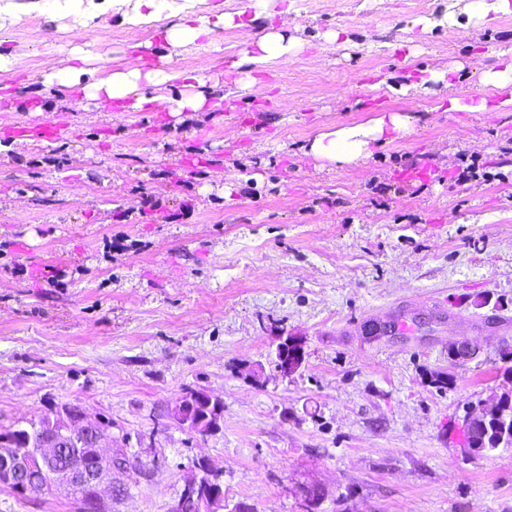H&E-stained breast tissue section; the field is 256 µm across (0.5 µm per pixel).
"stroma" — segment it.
Returning a JSON list of instances; mask_svg holds the SVG:
<instances>
[{
  "mask_svg": "<svg viewBox=\"0 0 512 512\" xmlns=\"http://www.w3.org/2000/svg\"><path fill=\"white\" fill-rule=\"evenodd\" d=\"M444 6L278 0L271 25L285 9L304 25L293 63L258 71L252 95L230 62L257 28L175 49L234 104L178 118L115 116L43 83L77 44L60 23L1 29L26 54L0 72V426L69 405L100 418L121 459L112 512H166L203 460L253 512H512V448L465 457L448 434L512 376V112L448 109L449 93L486 94L512 15L412 26ZM96 23L112 70L152 35ZM426 70L445 82L410 89ZM383 111L412 115L413 133L356 165L307 154ZM51 116L63 139L13 133ZM421 165L431 178L402 180ZM371 323L392 331L370 337ZM282 336L305 349L286 378ZM462 341L473 355L458 361ZM190 389L222 398L218 431L175 420ZM0 512L74 505L0 487Z\"/></svg>",
  "mask_w": 512,
  "mask_h": 512,
  "instance_id": "35a3bbf8",
  "label": "stroma"
}]
</instances>
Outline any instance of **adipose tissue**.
Segmentation results:
<instances>
[{"label": "adipose tissue", "mask_w": 512, "mask_h": 512, "mask_svg": "<svg viewBox=\"0 0 512 512\" xmlns=\"http://www.w3.org/2000/svg\"><path fill=\"white\" fill-rule=\"evenodd\" d=\"M270 0H257L251 17L236 18L225 12L223 4L214 0H0V29L14 23L20 14L50 13L70 21V29L79 44L70 53V65L44 74L43 81L66 90H78L96 100L99 109L108 112H166L178 116L184 112L210 111V95L203 91H186L174 98L158 93L166 83L193 79L192 71L173 67L172 49L196 44L199 39L214 40L217 32L237 26L258 25L267 17ZM120 15L123 23L152 28L170 48L160 57L157 67H145L141 55H134L130 67L102 72L90 67L89 48L93 42L92 22L106 13ZM301 47L300 39L288 32L287 26H267L254 41L252 49L239 53L234 69L247 73V89L255 94L262 87L254 70L269 62L288 65ZM481 80L500 94V101L480 97L472 101L452 96L448 109L452 112H505L512 109V57L503 58L497 70L484 71ZM413 118L390 112L364 123L347 125L322 132L313 138L309 151L316 158L335 163L354 164L368 158L373 146L394 141L410 133Z\"/></svg>", "instance_id": "ef3b65f1"}]
</instances>
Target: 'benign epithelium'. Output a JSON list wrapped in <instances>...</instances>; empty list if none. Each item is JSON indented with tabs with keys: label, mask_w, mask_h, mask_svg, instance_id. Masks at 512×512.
I'll return each mask as SVG.
<instances>
[{
	"label": "benign epithelium",
	"mask_w": 512,
	"mask_h": 512,
	"mask_svg": "<svg viewBox=\"0 0 512 512\" xmlns=\"http://www.w3.org/2000/svg\"><path fill=\"white\" fill-rule=\"evenodd\" d=\"M304 360V350L297 340L286 337L276 348V367L286 377L298 370ZM493 425L498 443H512V391H504L490 407L469 412L464 420L461 447L465 454L476 455L473 443L475 429ZM107 429L101 420L84 412L64 416L51 438L42 439L31 452L16 447L11 438L0 437V485L24 498H38L54 488L63 489L83 504L82 512H110L117 486L112 483V464L116 457L112 449L102 445ZM53 474V483L39 485L28 478L33 465ZM195 499L206 512H222L224 491L221 473L207 464L185 480L177 500L167 512H183L186 501Z\"/></svg>",
	"instance_id": "1"
}]
</instances>
